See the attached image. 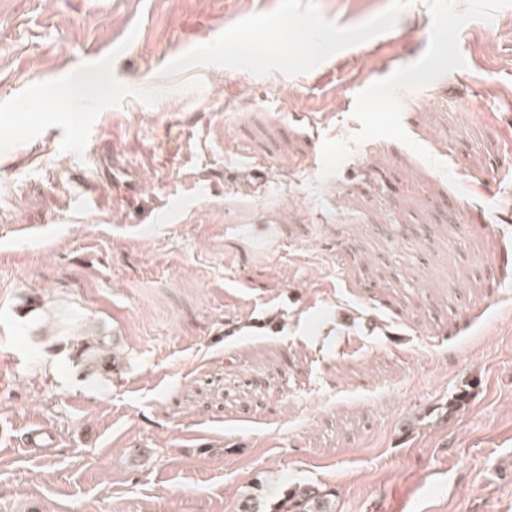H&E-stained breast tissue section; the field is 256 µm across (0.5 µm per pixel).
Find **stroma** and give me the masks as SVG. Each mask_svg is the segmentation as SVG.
Listing matches in <instances>:
<instances>
[{
  "instance_id": "35a3bbf8",
  "label": "stroma",
  "mask_w": 512,
  "mask_h": 512,
  "mask_svg": "<svg viewBox=\"0 0 512 512\" xmlns=\"http://www.w3.org/2000/svg\"><path fill=\"white\" fill-rule=\"evenodd\" d=\"M249 2L0 0V512H512V0ZM282 508L275 512H333L331 493L315 486L296 485L287 488L283 494Z\"/></svg>"
}]
</instances>
